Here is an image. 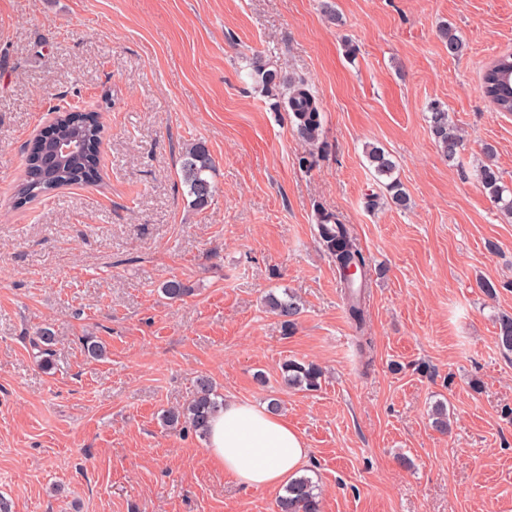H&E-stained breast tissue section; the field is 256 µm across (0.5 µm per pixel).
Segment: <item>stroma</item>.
Here are the masks:
<instances>
[{
    "mask_svg": "<svg viewBox=\"0 0 512 512\" xmlns=\"http://www.w3.org/2000/svg\"><path fill=\"white\" fill-rule=\"evenodd\" d=\"M443 24L461 54L439 38ZM508 50L512 0H0V498L11 512H275L277 490L238 483L204 440L162 426L201 376L227 400L280 401L321 512H512V353L496 340L512 315V220L475 177L490 145L512 187V113L479 90ZM256 54L319 99L317 144L250 78ZM434 101L464 135L452 162L430 133ZM56 107L99 113L101 180L15 207L24 146ZM194 142L214 160L201 211L180 173ZM372 145L395 162L407 208L388 204ZM319 208L367 258L364 332L317 237ZM172 278L192 295L166 299ZM271 293L302 304L294 332L265 305ZM45 325L48 373L29 342ZM87 336L107 359L86 356ZM288 359L319 365L320 389L283 387ZM440 402L445 434L432 425Z\"/></svg>",
    "mask_w": 512,
    "mask_h": 512,
    "instance_id": "35a3bbf8",
    "label": "stroma"
}]
</instances>
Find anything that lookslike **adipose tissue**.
Masks as SVG:
<instances>
[{
	"mask_svg": "<svg viewBox=\"0 0 512 512\" xmlns=\"http://www.w3.org/2000/svg\"><path fill=\"white\" fill-rule=\"evenodd\" d=\"M207 452L240 484L277 488L301 473L302 435L280 415L253 404L225 403L211 421Z\"/></svg>",
	"mask_w": 512,
	"mask_h": 512,
	"instance_id": "adipose-tissue-1",
	"label": "adipose tissue"
}]
</instances>
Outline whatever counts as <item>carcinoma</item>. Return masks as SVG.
<instances>
[{
  "label": "carcinoma",
  "mask_w": 512,
  "mask_h": 512,
  "mask_svg": "<svg viewBox=\"0 0 512 512\" xmlns=\"http://www.w3.org/2000/svg\"><path fill=\"white\" fill-rule=\"evenodd\" d=\"M439 37L448 45V52L459 54L464 44L453 28L442 25ZM512 67V52H504L496 57L483 71L480 82L482 95L489 100L496 111L512 113V95H503L498 82V66ZM251 76L270 96L277 95V89L283 83L281 74L270 70L260 59L252 62ZM288 111L292 112L298 134L314 145L319 137L322 116L319 104L311 91L302 86L293 87L287 99ZM429 126L435 143L443 154L452 159L463 147V137L458 127L452 123L448 109L439 102L428 106ZM103 127L95 112H67L60 115L51 135L32 142L26 152L24 175L17 185L15 205L23 207L60 188L76 184H95L100 179V144ZM77 137L84 141L85 152L77 158L63 162L49 160V148L53 139L58 137ZM367 158L380 177L390 179L386 184L391 203L400 208L407 207L409 196L401 182L393 177L395 164L385 151L377 146L367 150ZM214 168L213 159L204 144L195 142L185 148L181 157L180 172L182 182L192 197L191 205L199 210L206 208L214 193V185L209 173ZM478 179L489 198L498 205L505 218H512V190L501 182L498 172L489 165H483L478 171ZM317 232L320 241L336 263V268L345 271L351 267L366 265V257L357 239L335 214L317 212ZM162 292L170 299H181L192 292V288L178 279H170L162 285ZM273 313L280 319L285 332L296 325L301 312L295 297L288 295L280 299L274 295L267 298ZM346 310L350 322L356 330L363 331L365 324L364 291L348 295ZM55 335L48 326L34 332L31 344L38 349V365L48 370L53 365V345ZM498 343L500 347L512 353V316H503L498 320ZM283 385L294 391H315L320 388L321 368L314 363L287 360L281 368ZM224 406L217 399L212 382L206 377L196 381V389L189 403L181 408H172L162 414L163 423L168 427L184 426L201 438L209 432L210 419ZM276 512H320L319 493L316 485L306 475L292 480L277 496Z\"/></svg>",
  "instance_id": "1"
}]
</instances>
